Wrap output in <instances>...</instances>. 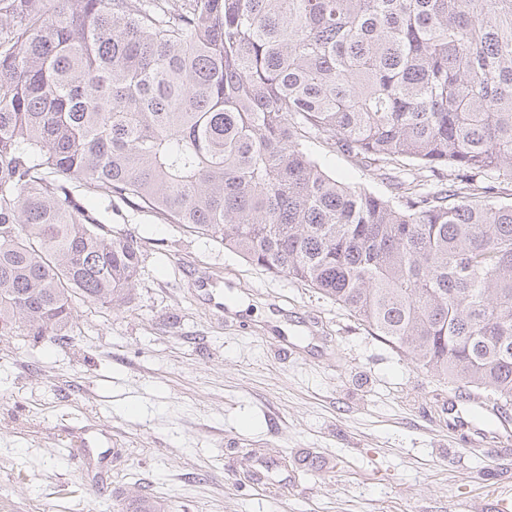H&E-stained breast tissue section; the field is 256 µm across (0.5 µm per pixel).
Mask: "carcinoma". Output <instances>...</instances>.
<instances>
[{"instance_id":"obj_1","label":"carcinoma","mask_w":512,"mask_h":512,"mask_svg":"<svg viewBox=\"0 0 512 512\" xmlns=\"http://www.w3.org/2000/svg\"><path fill=\"white\" fill-rule=\"evenodd\" d=\"M310 136L439 190L351 188ZM512 0H0V336L65 344L141 263L71 189L320 291L512 406Z\"/></svg>"}]
</instances>
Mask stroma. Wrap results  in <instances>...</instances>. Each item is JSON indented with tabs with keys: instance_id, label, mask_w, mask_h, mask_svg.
Segmentation results:
<instances>
[{
	"instance_id": "35a3bbf8",
	"label": "stroma",
	"mask_w": 512,
	"mask_h": 512,
	"mask_svg": "<svg viewBox=\"0 0 512 512\" xmlns=\"http://www.w3.org/2000/svg\"><path fill=\"white\" fill-rule=\"evenodd\" d=\"M305 149L385 198L422 178ZM92 204L139 238L136 286L118 309L75 301L69 345L0 337V512H495L512 490V441L472 445L448 422L454 387L334 300L136 205ZM83 437L113 457L76 458Z\"/></svg>"
}]
</instances>
